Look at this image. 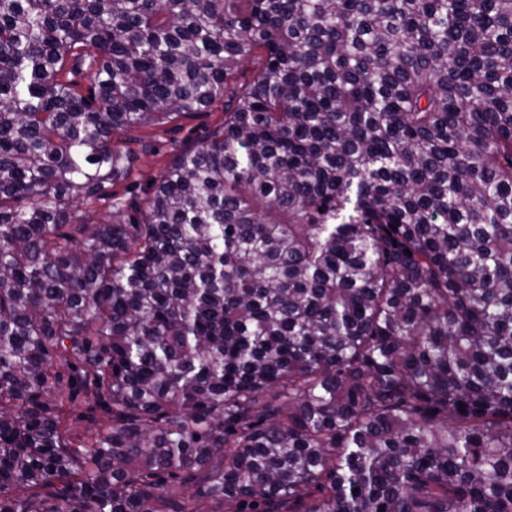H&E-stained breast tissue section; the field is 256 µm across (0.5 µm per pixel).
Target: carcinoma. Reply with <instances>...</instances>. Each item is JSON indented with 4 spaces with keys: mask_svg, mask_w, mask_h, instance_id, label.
<instances>
[{
    "mask_svg": "<svg viewBox=\"0 0 512 512\" xmlns=\"http://www.w3.org/2000/svg\"><path fill=\"white\" fill-rule=\"evenodd\" d=\"M0 512H512V0H0ZM222 116L220 109L187 114L165 126L132 130L122 135L121 138H140L151 145L154 143L156 148L155 152L136 155L131 180L142 186L150 184L169 164L175 153L172 147H187L201 140Z\"/></svg>",
    "mask_w": 512,
    "mask_h": 512,
    "instance_id": "carcinoma-1",
    "label": "carcinoma"
}]
</instances>
